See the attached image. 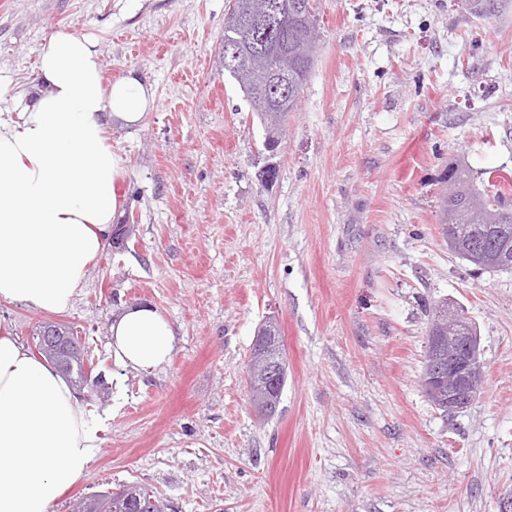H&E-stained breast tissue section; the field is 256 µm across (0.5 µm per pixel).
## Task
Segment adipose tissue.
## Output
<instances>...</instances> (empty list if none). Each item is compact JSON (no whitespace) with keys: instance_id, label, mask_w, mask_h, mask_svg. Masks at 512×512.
<instances>
[{"instance_id":"obj_1","label":"adipose tissue","mask_w":512,"mask_h":512,"mask_svg":"<svg viewBox=\"0 0 512 512\" xmlns=\"http://www.w3.org/2000/svg\"><path fill=\"white\" fill-rule=\"evenodd\" d=\"M25 98L18 122L0 121V300L63 313L123 207L111 124L137 125L155 92L132 73L107 80L97 41L59 27ZM111 333L124 369H155L174 349L172 324L149 304L126 308ZM95 451L96 421L70 383L0 334V512H48Z\"/></svg>"}]
</instances>
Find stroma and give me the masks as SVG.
Segmentation results:
<instances>
[{"label": "stroma", "mask_w": 512, "mask_h": 512, "mask_svg": "<svg viewBox=\"0 0 512 512\" xmlns=\"http://www.w3.org/2000/svg\"><path fill=\"white\" fill-rule=\"evenodd\" d=\"M227 0H0V115L16 118L54 28L98 40L156 107L112 126L126 161L118 225L73 307L0 300L30 345L77 329L104 402L87 478L49 512L131 482L169 512H498L512 492V270L482 273L440 232L452 162L512 176V11L462 0H319L318 53L271 186L264 132L219 47ZM475 323L482 393L451 414L420 383L429 305ZM134 303L176 329L170 360L115 365L110 326ZM276 320L286 383L271 417L247 364ZM468 12L478 18L502 15L512 6L511 0H465Z\"/></svg>", "instance_id": "35a3bbf8"}]
</instances>
